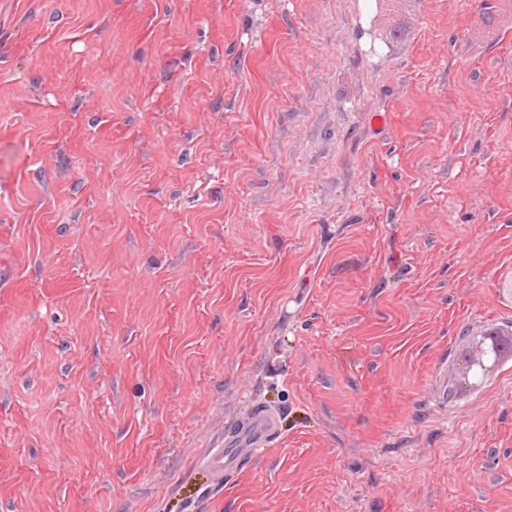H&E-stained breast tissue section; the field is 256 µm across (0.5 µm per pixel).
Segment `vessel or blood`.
<instances>
[{
    "label": "vessel or blood",
    "instance_id": "1",
    "mask_svg": "<svg viewBox=\"0 0 512 512\" xmlns=\"http://www.w3.org/2000/svg\"><path fill=\"white\" fill-rule=\"evenodd\" d=\"M277 433V415L264 407H256L247 421L225 436L222 446L206 452L202 465L216 479H223L235 473L245 458L265 448L276 438Z\"/></svg>",
    "mask_w": 512,
    "mask_h": 512
}]
</instances>
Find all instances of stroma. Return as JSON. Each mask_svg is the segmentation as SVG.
<instances>
[{
  "label": "stroma",
  "mask_w": 512,
  "mask_h": 512,
  "mask_svg": "<svg viewBox=\"0 0 512 512\" xmlns=\"http://www.w3.org/2000/svg\"><path fill=\"white\" fill-rule=\"evenodd\" d=\"M510 323L512 0H0V512H512ZM506 339L508 341L507 345L504 344ZM478 347L489 349L496 358L495 360L485 350H479L476 363L480 369H492L495 361V366H498L504 359L512 358V323L510 329H491L480 336L470 338L459 353L460 360L467 363L473 357L474 349ZM278 426L274 412L257 406L247 421L225 436L221 447L210 448L206 452L202 467L217 480L224 481V476L235 473L245 458L255 456L276 438Z\"/></svg>",
  "instance_id": "35a3bbf8"
}]
</instances>
